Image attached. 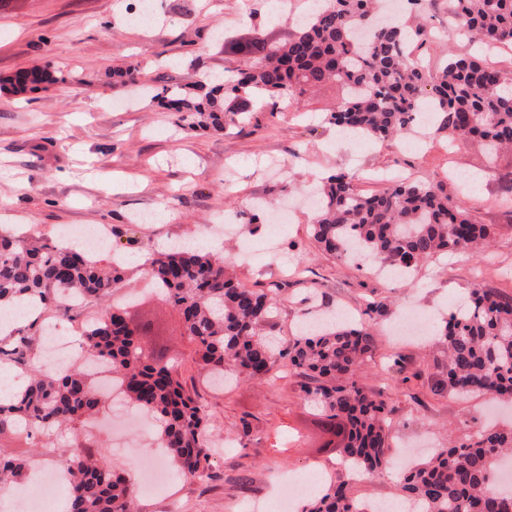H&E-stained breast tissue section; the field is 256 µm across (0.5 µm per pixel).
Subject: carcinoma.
<instances>
[{
  "instance_id": "carcinoma-1",
  "label": "carcinoma",
  "mask_w": 512,
  "mask_h": 512,
  "mask_svg": "<svg viewBox=\"0 0 512 512\" xmlns=\"http://www.w3.org/2000/svg\"><path fill=\"white\" fill-rule=\"evenodd\" d=\"M321 2L286 41L254 37L230 43L245 60L223 81L203 74L190 91L164 87L151 99L177 113L187 128L222 131L245 124L261 100L274 109L281 100L299 107L307 93L337 83L343 97L325 120L340 129L380 141L403 138L427 112L432 134L450 145L481 142L492 166L500 150L512 147L511 66L450 52L431 69L418 53L425 25L410 31L394 16L379 20V0ZM448 17L474 42L489 48L512 44V0H448ZM499 181L501 204L508 209L512 170ZM314 200L311 236L341 258L359 253L367 262L413 271L448 252L478 256L492 240L491 226L439 182L403 179L364 193L355 175L338 170ZM148 266L147 274L182 317L197 366L221 377L229 370L257 379L288 369L304 398L319 406L322 429L340 428L342 437L326 447L371 477L402 468L400 491L419 512H512V495L498 489L495 475L503 460H512V427L482 428L405 468L392 453V411L381 394L357 380L375 349V319L387 310L386 302L367 301L355 323L332 322L274 346L262 327L276 315L275 297L237 281L226 257L179 244L153 253ZM125 274L116 261L102 265L70 246L0 233V313L24 317L0 330V363L23 370L28 379L25 388L0 399V435L48 437L102 410L107 395L83 368L44 369L30 358L33 338L50 312L76 317L73 306L95 299L104 306L81 336L85 353L109 365L135 406L158 416L161 444L183 480H217L206 432L208 400L187 388L181 360L150 357L141 329L107 303ZM442 322L437 336L445 377L437 390L511 399L512 297L477 284ZM30 463L25 450L0 454V485L20 480ZM64 466L68 512H132L135 487L112 471L103 450L78 442ZM363 504L342 481L322 487L303 512H368Z\"/></svg>"
}]
</instances>
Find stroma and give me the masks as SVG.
I'll use <instances>...</instances> for the list:
<instances>
[{"mask_svg": "<svg viewBox=\"0 0 512 512\" xmlns=\"http://www.w3.org/2000/svg\"><path fill=\"white\" fill-rule=\"evenodd\" d=\"M244 0H161L157 24L130 18L136 0H6L0 6V80L52 66L69 73L67 83H42L14 95L0 91V227L19 235L63 240L67 229L92 224L108 237L101 258L131 257L170 241L211 234L213 248H225L240 282L251 288L279 287L278 311L265 331L287 340L321 303L346 310L357 320L367 300H388L376 323L371 359L358 374L360 385L382 393L398 424L394 441L420 439L439 444L447 435L467 438L487 414L504 426L512 411L491 409L486 398H454L435 384L444 372L437 342L407 341L390 327L401 311L437 317L464 299L473 283L512 296V218L499 204L497 171L512 168V153L489 169L480 145L468 141L448 148L445 140L423 145L403 138L390 142L345 139L325 123L343 92L327 84L305 97L302 110L253 113L245 128L214 132L179 129L170 113L142 93L113 87L112 72L137 67L145 86H186L200 74L223 73L241 56L225 52L217 35L247 41L261 34L287 40L309 0H282L277 16L249 13ZM423 49L439 67L447 52L477 53L476 44L448 23V0H437ZM354 172L364 192L383 188V173L444 181L496 234L480 258L457 255L419 267L411 280L379 278L371 265L359 266L323 251L309 234L311 212L289 207L269 212L264 223H249L256 201L303 193L326 173ZM137 296L129 319L149 325L143 341L156 356L179 358L183 375L194 380L212 405L214 437L230 447L211 457L219 480L169 479L166 486L138 493L139 512H240L246 492L273 497L288 475L310 483L348 482L354 496L394 498L392 473L371 480L350 479L336 456L320 451L321 433L294 377L281 370L262 380L244 377L212 389L205 371L192 362V344L180 316L150 278L132 270L121 288ZM249 428H242L241 417ZM159 423L131 428L130 447L114 443L100 424L89 426L93 445L106 448L117 472L134 475L140 454H162ZM32 468H55L74 446L71 432H54L49 445L27 440Z\"/></svg>", "mask_w": 512, "mask_h": 512, "instance_id": "obj_1", "label": "stroma"}]
</instances>
